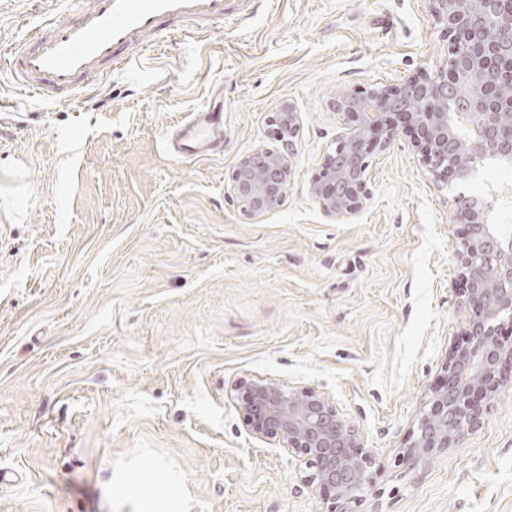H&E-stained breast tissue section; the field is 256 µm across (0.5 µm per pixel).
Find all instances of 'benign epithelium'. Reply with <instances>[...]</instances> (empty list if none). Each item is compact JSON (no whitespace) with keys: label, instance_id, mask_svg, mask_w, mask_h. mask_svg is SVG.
Instances as JSON below:
<instances>
[{"label":"benign epithelium","instance_id":"benign-epithelium-1","mask_svg":"<svg viewBox=\"0 0 512 512\" xmlns=\"http://www.w3.org/2000/svg\"><path fill=\"white\" fill-rule=\"evenodd\" d=\"M445 25L448 56L433 73L396 85L345 92L337 109L349 123L336 150L325 156L309 191L328 217L358 215L371 196L368 157L385 153L400 133L439 178L474 179L485 162L512 164V0H430ZM282 149L257 148L231 174L242 209L261 217L282 205L299 133L295 106L272 117ZM452 220L465 229L457 257L465 304L473 317L465 341L449 356L441 383L418 424L407 456L450 448L477 422L481 400L494 393L512 363V232L492 223L489 206L474 196L454 198ZM246 411L256 432L298 453L309 485L328 492L333 512H349L366 487L372 458L337 406L313 390H290L264 379L246 383Z\"/></svg>","mask_w":512,"mask_h":512}]
</instances>
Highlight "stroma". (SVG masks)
Segmentation results:
<instances>
[{"label": "stroma", "mask_w": 512, "mask_h": 512, "mask_svg": "<svg viewBox=\"0 0 512 512\" xmlns=\"http://www.w3.org/2000/svg\"><path fill=\"white\" fill-rule=\"evenodd\" d=\"M60 0H0V58ZM430 0H227L77 106L0 73V512H332L306 466L249 425L242 380L324 394L372 455L353 512H512V379L455 447L404 453L470 312L453 194L410 136L372 156V196L326 217L309 185L364 91L447 55ZM224 88V152L170 154ZM300 114L282 206L261 218L231 173ZM490 162L458 191L489 199ZM135 468L143 485L119 481Z\"/></svg>", "instance_id": "1"}]
</instances>
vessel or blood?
Listing matches in <instances>:
<instances>
[{"label":"vessel or blood","instance_id":"b4317fda","mask_svg":"<svg viewBox=\"0 0 512 512\" xmlns=\"http://www.w3.org/2000/svg\"><path fill=\"white\" fill-rule=\"evenodd\" d=\"M224 10V0H67L63 12L25 35L1 67L25 94L81 102L169 35L204 31L223 21ZM169 148L184 159L223 154V91H214L178 127Z\"/></svg>","mask_w":512,"mask_h":512}]
</instances>
